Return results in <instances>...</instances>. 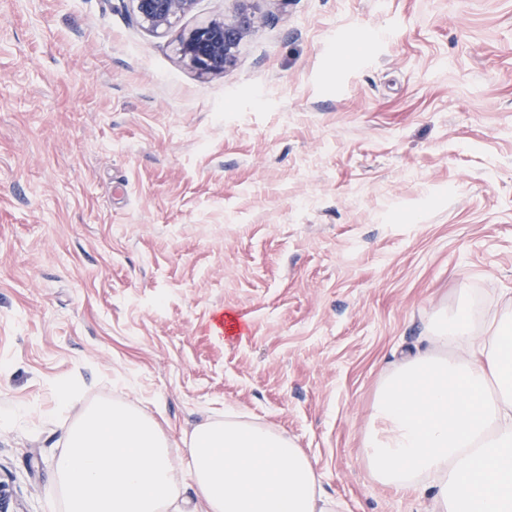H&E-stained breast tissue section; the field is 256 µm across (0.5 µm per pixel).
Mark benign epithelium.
I'll return each instance as SVG.
<instances>
[{
  "mask_svg": "<svg viewBox=\"0 0 512 512\" xmlns=\"http://www.w3.org/2000/svg\"><path fill=\"white\" fill-rule=\"evenodd\" d=\"M137 19L149 29L166 31L196 0H132ZM262 18L245 9L198 27L183 36L179 52L202 74H222L233 66L239 45L261 25Z\"/></svg>",
  "mask_w": 512,
  "mask_h": 512,
  "instance_id": "1",
  "label": "benign epithelium"
}]
</instances>
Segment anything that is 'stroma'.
<instances>
[{"label":"stroma","instance_id":"35a3bbf8","mask_svg":"<svg viewBox=\"0 0 512 512\" xmlns=\"http://www.w3.org/2000/svg\"><path fill=\"white\" fill-rule=\"evenodd\" d=\"M131 0H0V473L64 512V434L104 402L174 442L233 408L337 512H429L363 453L376 393L468 291L512 315V0H249L233 67ZM250 324L212 333L215 310ZM79 387L70 405L60 394Z\"/></svg>","mask_w":512,"mask_h":512}]
</instances>
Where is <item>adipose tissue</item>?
Instances as JSON below:
<instances>
[{
	"label": "adipose tissue",
	"mask_w": 512,
	"mask_h": 512,
	"mask_svg": "<svg viewBox=\"0 0 512 512\" xmlns=\"http://www.w3.org/2000/svg\"><path fill=\"white\" fill-rule=\"evenodd\" d=\"M460 300L434 323L437 351L403 358L380 387L363 447L377 481L416 488L433 512H512V318L475 337ZM203 512H328L288 435L234 411L184 437ZM56 474L69 512H168L179 497L170 441L122 405L87 409Z\"/></svg>",
	"instance_id": "1"
}]
</instances>
